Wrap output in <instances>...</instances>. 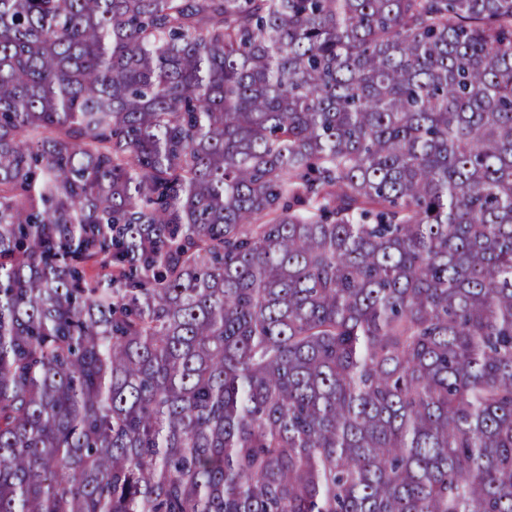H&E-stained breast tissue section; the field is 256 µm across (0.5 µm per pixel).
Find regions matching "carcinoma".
<instances>
[{
	"instance_id": "cac0c4a2",
	"label": "carcinoma",
	"mask_w": 512,
	"mask_h": 512,
	"mask_svg": "<svg viewBox=\"0 0 512 512\" xmlns=\"http://www.w3.org/2000/svg\"><path fill=\"white\" fill-rule=\"evenodd\" d=\"M0 512H512V0H0Z\"/></svg>"
}]
</instances>
